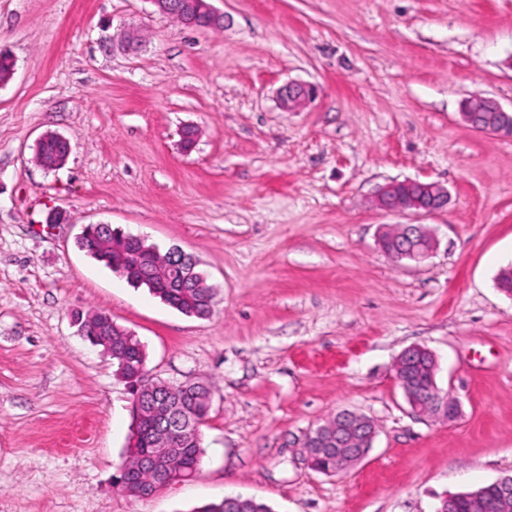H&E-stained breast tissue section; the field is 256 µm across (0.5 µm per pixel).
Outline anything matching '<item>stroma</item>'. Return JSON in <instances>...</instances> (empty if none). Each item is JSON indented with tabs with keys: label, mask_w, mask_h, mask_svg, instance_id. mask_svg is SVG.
<instances>
[{
	"label": "stroma",
	"mask_w": 512,
	"mask_h": 512,
	"mask_svg": "<svg viewBox=\"0 0 512 512\" xmlns=\"http://www.w3.org/2000/svg\"><path fill=\"white\" fill-rule=\"evenodd\" d=\"M211 3L223 30L150 0H0L16 60L0 87V512H195L227 495L433 512L512 474V297L497 286L512 138L460 116L475 94L512 107V0ZM291 81L319 88L296 112L278 100ZM47 132L72 147L54 171L35 161ZM393 180L442 184L447 209L376 208ZM418 222L438 239L425 261L378 247L383 226ZM96 223L194 256L210 315L80 249ZM78 311L133 332L149 379L210 385L196 477L148 499L115 485L131 395ZM411 346L435 355L456 420L412 413L393 371ZM343 410L375 422L373 448L348 474L314 472L295 442Z\"/></svg>",
	"instance_id": "obj_1"
}]
</instances>
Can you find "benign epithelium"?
<instances>
[{
    "label": "benign epithelium",
    "mask_w": 512,
    "mask_h": 512,
    "mask_svg": "<svg viewBox=\"0 0 512 512\" xmlns=\"http://www.w3.org/2000/svg\"><path fill=\"white\" fill-rule=\"evenodd\" d=\"M155 10L179 22L185 28H204L221 30L224 28V15L217 12L210 0H149ZM317 88L313 85L292 83L280 93V104L285 111H296L316 97ZM461 116L473 129L500 137H512V109L504 108L497 100L475 95L461 106ZM54 142L58 149L53 152H36L37 163L45 170H54L62 166L71 153L70 142L57 133L42 135L38 144ZM448 189L436 182L392 181L380 187L376 195L377 206L389 212H401L413 215H428L444 209L448 205ZM401 257L415 262L427 259L437 248L435 234L421 224H406L402 227ZM171 263L165 265L158 275L167 279H179L186 276L187 254L177 246L169 251ZM403 390L413 413L425 415L436 420L451 421L461 412V404L455 400L448 402V394L437 384L426 391L418 390L407 378H396ZM132 410L136 416L154 425L152 436L153 451L136 459L124 460L120 467V482L128 480L134 471L154 472V464L166 457L171 451L172 410L162 398L145 401L139 396L132 398ZM376 437L374 423L365 416L347 411L336 417V424L318 425L305 433L302 448L315 446L331 455L333 469L320 470L326 475H341L363 461L372 448ZM498 490L497 506L512 500V475L501 477L493 482Z\"/></svg>",
    "instance_id": "1"
}]
</instances>
